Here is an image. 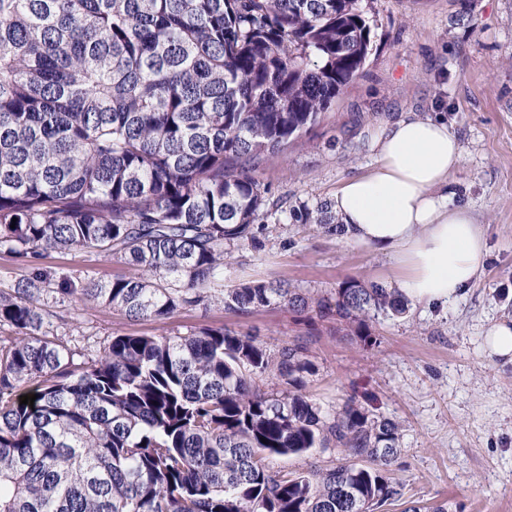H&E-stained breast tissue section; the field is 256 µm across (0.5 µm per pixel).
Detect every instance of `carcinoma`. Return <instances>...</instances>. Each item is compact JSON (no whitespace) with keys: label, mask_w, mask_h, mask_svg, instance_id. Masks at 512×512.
Here are the masks:
<instances>
[{"label":"carcinoma","mask_w":512,"mask_h":512,"mask_svg":"<svg viewBox=\"0 0 512 512\" xmlns=\"http://www.w3.org/2000/svg\"><path fill=\"white\" fill-rule=\"evenodd\" d=\"M372 0H0V253L120 258L141 275L0 290V512H362L400 496V425L310 399L306 344L224 328L112 337L77 364L48 298L163 322L220 295L357 326L398 317L377 282L336 307L281 281L224 288L256 224L337 231L331 202L268 198L260 166L315 126L372 51ZM273 381L264 389L259 382ZM34 405L20 403L26 389ZM325 455L304 472L272 455Z\"/></svg>","instance_id":"1"}]
</instances>
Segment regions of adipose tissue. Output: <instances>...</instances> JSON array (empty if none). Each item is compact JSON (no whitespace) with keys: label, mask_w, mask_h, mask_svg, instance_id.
Listing matches in <instances>:
<instances>
[{"label":"adipose tissue","mask_w":512,"mask_h":512,"mask_svg":"<svg viewBox=\"0 0 512 512\" xmlns=\"http://www.w3.org/2000/svg\"><path fill=\"white\" fill-rule=\"evenodd\" d=\"M461 159L445 120L408 115L382 129L370 169L331 199L349 242L390 259L387 290L429 307L466 294L487 251L481 225L448 195Z\"/></svg>","instance_id":"obj_1"}]
</instances>
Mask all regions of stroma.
<instances>
[{
	"label": "stroma",
	"instance_id": "35a3bbf8",
	"mask_svg": "<svg viewBox=\"0 0 512 512\" xmlns=\"http://www.w3.org/2000/svg\"><path fill=\"white\" fill-rule=\"evenodd\" d=\"M378 25L362 73L319 125L258 171L271 200L296 205L331 199L376 155L384 124L406 115L441 116L456 135L462 164L448 187L468 206L488 245L469 292L447 309L408 304L378 317L366 347L336 318L272 305L242 316L220 300L184 307L159 323L132 320L92 302L56 304L72 346L93 357L112 336L185 335L221 327L272 345L307 344L316 372L310 398L328 406L369 401L401 425L391 476L407 502L448 501L452 512H512V365L488 357L484 331L512 317V0H374ZM260 250L231 246L225 287L284 280L312 297L335 298L345 281L392 277L389 260L317 224H267ZM52 280L137 275L118 258L52 251L36 262Z\"/></svg>",
	"mask_w": 512,
	"mask_h": 512
}]
</instances>
